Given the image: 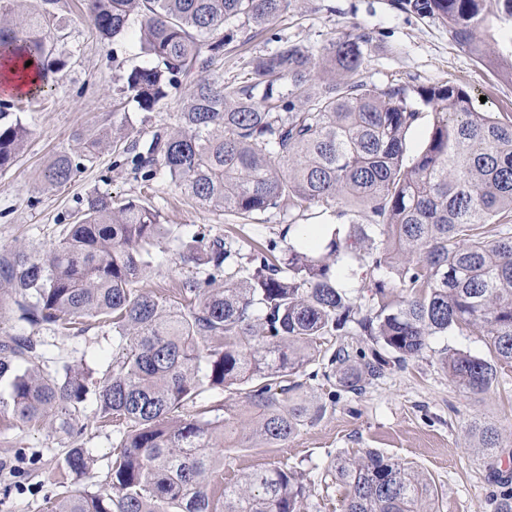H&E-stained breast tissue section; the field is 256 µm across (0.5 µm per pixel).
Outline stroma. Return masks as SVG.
Returning <instances> with one entry per match:
<instances>
[{"mask_svg": "<svg viewBox=\"0 0 512 512\" xmlns=\"http://www.w3.org/2000/svg\"><path fill=\"white\" fill-rule=\"evenodd\" d=\"M80 0H60L72 54L52 90L38 99L4 96L11 113L30 134L16 162L0 170V259L19 246L37 250L56 243L73 214L90 194L119 199L145 197L159 210L161 223L187 236L198 229L224 238L250 254L297 240L311 222L289 218L286 209L268 211L244 221L204 207L186 197L165 176L144 184L130 169L114 164L111 146L97 150L86 169L61 187L41 182L43 169L61 152L76 146L77 134H102L112 127L114 80L144 65L138 45L126 37L100 41L78 8ZM362 28L374 36L373 82L396 79L409 87L451 83L482 98V110L512 114V82L498 77L467 50L453 43L446 26L431 18L395 8L392 0H292L289 13L276 25L289 39L314 48L338 33ZM267 47L265 34L238 33L224 49L216 75L233 79L245 62ZM191 269L171 244L153 251L152 290L174 300L178 283ZM33 332L41 344L40 365L49 370L58 361L103 374L118 348L109 328L89 319L81 329L61 334L20 322L11 294L0 283V334ZM487 354L484 336L466 329L430 340L407 369L394 370L359 395L348 394L329 405L324 416L303 427L281 448H264L248 431L228 437L222 473L212 484L230 483L244 472L288 465L311 474L313 484L305 512H341L345 490L325 479L336 457L374 448L394 461L424 472L438 491L436 512H494L495 456L471 447L465 428L473 418L500 426L512 443V364L499 368V384L482 398L460 393L440 364L445 349ZM120 441L118 425L88 429L71 436L34 424H0V512H51L59 491V464L69 449L86 448L92 464L82 482L97 488L106 476Z\"/></svg>", "mask_w": 512, "mask_h": 512, "instance_id": "obj_1", "label": "stroma"}]
</instances>
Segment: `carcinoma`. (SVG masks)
<instances>
[{
    "label": "carcinoma",
    "instance_id": "cac0c4a2",
    "mask_svg": "<svg viewBox=\"0 0 512 512\" xmlns=\"http://www.w3.org/2000/svg\"><path fill=\"white\" fill-rule=\"evenodd\" d=\"M24 0H0V61L12 78L33 73L31 98L52 88L66 66L58 0L20 11ZM438 19L460 47L512 81V59L488 54L481 34L512 20V0H397ZM291 0H84L94 33L115 40L139 24L150 60L112 89V152L145 182L159 173L195 201L249 220L271 209L354 224L341 238L327 230L323 251L290 242L279 259L247 256L205 229L173 235L159 212L137 199L87 197L69 232L48 253L20 248L3 264V280L21 319L68 329L95 318L112 330L122 352L101 377L67 362L40 368L38 344L26 334L0 338V414L69 435L93 424L124 426L105 482L80 483L90 457L72 448L52 512H301L308 478L274 466L241 476L222 490L207 476L224 470L225 416L216 406L190 416L204 392L243 385L250 434L280 448L327 404L307 401L288 383L308 364V378L332 387L328 397L361 393L393 369L420 357L435 336L476 328L488 354L447 350L441 358L458 389L474 397L498 384L512 363V117L474 106L454 85L419 87L370 81L373 37L348 32L313 50L277 33L274 47L246 63L231 81L197 80L224 56L240 29L271 31ZM31 65H26L27 61ZM185 89L176 123L152 135L143 151L128 143L131 114L152 112L170 91ZM431 116L427 137L407 157V136ZM28 137L17 120L0 123V169L13 164ZM42 172L49 187L69 182L101 144L79 137ZM494 225L493 231L486 225ZM177 243V254L205 277H187L174 303L146 287L152 248ZM346 259L371 272L365 293L339 285ZM330 336H363L368 349ZM97 409L82 411L89 393ZM477 447H504L493 424L466 429ZM495 512H512V477L494 471ZM327 475L346 489L345 512H433L434 488L419 471L374 449L335 459Z\"/></svg>",
    "mask_w": 512,
    "mask_h": 512
}]
</instances>
